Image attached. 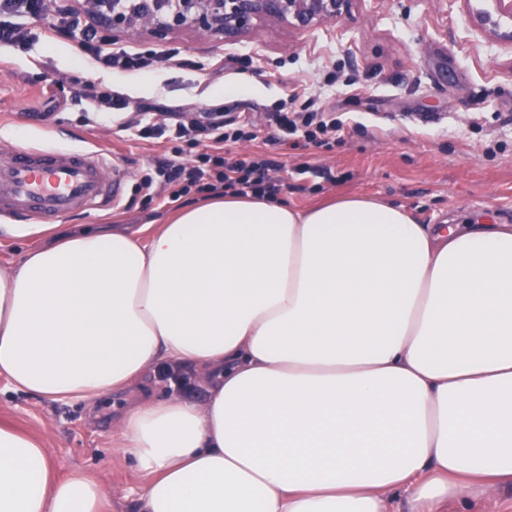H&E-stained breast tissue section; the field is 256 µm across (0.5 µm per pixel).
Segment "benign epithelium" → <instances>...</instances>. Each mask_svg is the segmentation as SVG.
Listing matches in <instances>:
<instances>
[{
  "label": "benign epithelium",
  "instance_id": "1",
  "mask_svg": "<svg viewBox=\"0 0 512 512\" xmlns=\"http://www.w3.org/2000/svg\"><path fill=\"white\" fill-rule=\"evenodd\" d=\"M349 4L350 0H177L174 10L164 3L157 10L146 8L134 15L125 11L121 0H112V15L106 20L114 30L143 24L157 41L166 39L172 28L182 25L232 39L258 19L291 21L307 27L338 19Z\"/></svg>",
  "mask_w": 512,
  "mask_h": 512
}]
</instances>
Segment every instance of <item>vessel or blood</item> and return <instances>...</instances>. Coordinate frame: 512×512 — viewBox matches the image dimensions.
<instances>
[{"label":"vessel or blood","instance_id":"1","mask_svg":"<svg viewBox=\"0 0 512 512\" xmlns=\"http://www.w3.org/2000/svg\"><path fill=\"white\" fill-rule=\"evenodd\" d=\"M112 163L99 153L67 148L0 150V216L20 214L44 224L116 200Z\"/></svg>","mask_w":512,"mask_h":512}]
</instances>
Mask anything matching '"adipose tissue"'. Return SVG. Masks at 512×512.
I'll return each mask as SVG.
<instances>
[{"label":"adipose tissue","mask_w":512,"mask_h":512,"mask_svg":"<svg viewBox=\"0 0 512 512\" xmlns=\"http://www.w3.org/2000/svg\"><path fill=\"white\" fill-rule=\"evenodd\" d=\"M50 232L0 272V378L54 401L137 390L115 431L137 512H447L512 487V225L420 224L363 195H215L138 231ZM189 366L196 402L156 393ZM0 424V512H104Z\"/></svg>","instance_id":"ef3b65f1"}]
</instances>
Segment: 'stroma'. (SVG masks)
Listing matches in <instances>:
<instances>
[{
    "instance_id": "1",
    "label": "stroma",
    "mask_w": 512,
    "mask_h": 512,
    "mask_svg": "<svg viewBox=\"0 0 512 512\" xmlns=\"http://www.w3.org/2000/svg\"><path fill=\"white\" fill-rule=\"evenodd\" d=\"M112 37L133 51L179 49L188 64L116 74L72 45L0 48V146L100 149L122 176L115 208L76 211L64 223L133 231L175 209L166 192L149 199L138 190L175 148L136 137L141 108L156 121L255 117L301 84L350 132L330 150L234 145L236 156L265 152L288 184L279 200L308 209L361 194L404 207L421 224H512V20L495 0H352L341 18L306 28L258 20L233 39L178 27L157 41L136 25ZM244 53L254 69L235 70L233 57ZM331 71L337 83L327 88ZM85 77L128 98L131 109L102 112L74 100L73 83ZM305 163L331 179L296 175ZM118 403L52 401L0 380V424L41 437L61 476L101 481L107 512H133L149 476L116 446Z\"/></svg>"
}]
</instances>
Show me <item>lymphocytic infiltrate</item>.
Wrapping results in <instances>:
<instances>
[{"label": "lymphocytic infiltrate", "mask_w": 512, "mask_h": 512, "mask_svg": "<svg viewBox=\"0 0 512 512\" xmlns=\"http://www.w3.org/2000/svg\"><path fill=\"white\" fill-rule=\"evenodd\" d=\"M42 40L74 42L99 68L111 71H143L184 63L175 48L132 53L114 46L109 26L73 6L62 5L50 16L45 10V0H0V45L27 50ZM304 94L301 87H292L287 101L268 110L261 122L243 117L238 126L228 127L216 118L164 126L149 121L140 125L137 135L143 140L165 138L183 142L191 148L204 146V153L198 154L195 160H185L178 149L162 163L171 200L193 191L212 194L222 190L239 196L272 197L281 192L282 184L269 178L270 160L261 153L235 158L229 147L257 140L295 149L329 148L343 143L348 132L343 121L310 104L298 112L289 110V102Z\"/></svg>", "instance_id": "1"}]
</instances>
